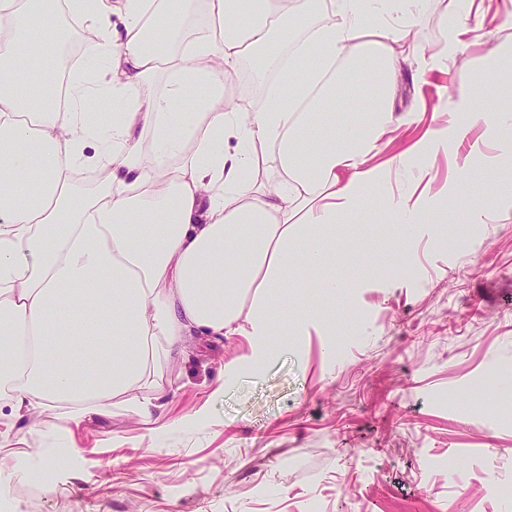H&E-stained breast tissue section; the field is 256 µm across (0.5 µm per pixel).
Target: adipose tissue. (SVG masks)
I'll list each match as a JSON object with an SVG mask.
<instances>
[{
    "mask_svg": "<svg viewBox=\"0 0 512 512\" xmlns=\"http://www.w3.org/2000/svg\"><path fill=\"white\" fill-rule=\"evenodd\" d=\"M206 0L208 30L169 50L195 0H0V427L43 406L80 421L124 407L152 417L143 390L192 336H244L260 368L316 309L283 310L291 270L331 299L336 227L369 211L401 242L431 223L428 190L394 193L384 144L419 121L395 89L420 11L444 23L446 69L480 0ZM95 34L66 106L36 101L39 32L60 10ZM258 55L285 74L243 112L223 76ZM512 42L459 87L446 126L411 152L445 151L476 127L507 150L512 111L485 95ZM104 174L93 191L76 171Z\"/></svg>",
    "mask_w": 512,
    "mask_h": 512,
    "instance_id": "adipose-tissue-1",
    "label": "adipose tissue"
}]
</instances>
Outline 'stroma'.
<instances>
[{
    "instance_id": "obj_1",
    "label": "stroma",
    "mask_w": 512,
    "mask_h": 512,
    "mask_svg": "<svg viewBox=\"0 0 512 512\" xmlns=\"http://www.w3.org/2000/svg\"><path fill=\"white\" fill-rule=\"evenodd\" d=\"M475 27L447 74H426L444 37L437 15L417 20L398 111L451 102L512 17ZM494 155L475 129L427 160L432 194L448 201L443 244L410 243L408 273L394 269L385 221L337 228L332 308L260 370L224 383L249 342L193 337L155 378L166 435L127 410L75 423L47 407L18 419L0 437L17 512H303L308 494L324 512H512V496L489 492L512 487V393L480 392L488 370L512 369V204L490 193L512 182V166ZM475 211L483 223H470ZM57 447L68 464L38 485L24 464ZM264 485L275 498L260 495Z\"/></svg>"
}]
</instances>
